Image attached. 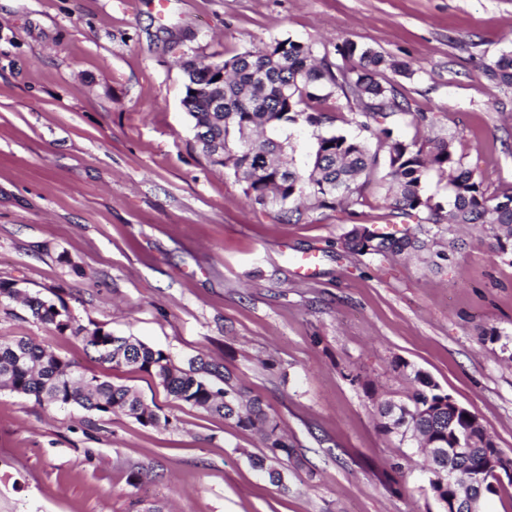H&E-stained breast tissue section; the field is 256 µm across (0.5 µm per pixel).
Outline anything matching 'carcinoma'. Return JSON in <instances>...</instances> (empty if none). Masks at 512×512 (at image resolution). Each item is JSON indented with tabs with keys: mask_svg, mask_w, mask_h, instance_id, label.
<instances>
[{
	"mask_svg": "<svg viewBox=\"0 0 512 512\" xmlns=\"http://www.w3.org/2000/svg\"><path fill=\"white\" fill-rule=\"evenodd\" d=\"M345 58L357 63L344 67L340 75L310 60V50L288 41V50L280 44L246 51L224 61V83L216 84L211 65L193 59L181 63L183 72L196 77L195 86L203 88L195 99V135L212 148L224 150V160L210 164L224 166L245 182L244 193L257 204L269 199L280 204V217L286 223L300 220L302 205L308 208L340 209L344 212L354 193L357 179L370 175L379 164L386 168L389 183L386 195L390 216L406 218L422 228H438L453 217L457 224L481 226L493 233L495 252L512 254V193L489 198L483 180L463 166L452 142L440 138L426 143L393 138L388 125L372 126L397 114L410 113L408 103L397 100L377 80L381 68L402 71L404 64L386 63L378 53L354 43L341 50ZM493 76L512 85V50L502 53L490 68ZM341 91L355 103L361 120L358 126L377 140L370 152L364 141L346 134L326 133L316 138L314 162L310 173L302 175L288 159V139L251 138L266 129L281 128L300 120L312 126L323 123V113L307 112L301 105L311 100L327 101ZM224 99V111L211 109L213 98ZM412 114V113H410ZM417 126L432 124L424 112L412 114ZM432 169L448 174V201L435 199L425 191ZM344 246L356 254H402L420 251L426 241L416 233L397 237L366 226H353L344 236ZM21 296L10 282H0V303ZM23 297V296H21ZM29 315L60 332L70 331L81 340L85 350L104 363L136 366L154 377L175 399L233 422L238 427L262 433L266 452L252 459L253 466L268 480L286 488L281 470L283 461L294 454V446L282 433L279 423L258 396H247L223 366L206 356H195L182 366L161 349H154L131 337L120 336L101 327L89 329L74 323L65 306L35 296H24ZM417 383L407 401L386 402L380 406L379 430L394 432L393 418L403 422L399 443L415 440L418 446L451 448L463 446L467 431L477 437L463 453L471 459L481 449L495 447L491 437L473 428L474 415L465 407L448 410L442 401L448 393L420 370L414 371ZM60 407L75 405L87 412L109 414L125 412L144 426L166 427L169 419L145 405L130 388L81 373L76 365L48 347L28 337L0 338V389ZM435 481L430 483L436 501L448 498V460L431 457Z\"/></svg>",
	"mask_w": 512,
	"mask_h": 512,
	"instance_id": "carcinoma-1",
	"label": "carcinoma"
}]
</instances>
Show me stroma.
Wrapping results in <instances>:
<instances>
[{
  "label": "stroma",
  "instance_id": "1",
  "mask_svg": "<svg viewBox=\"0 0 512 512\" xmlns=\"http://www.w3.org/2000/svg\"><path fill=\"white\" fill-rule=\"evenodd\" d=\"M285 39L334 67L350 42L406 64L379 77L410 106L398 132L413 139L427 113L488 196L512 191V85L489 71L512 49V0H0V282L177 362L217 360L295 446L277 487L251 465L258 432L96 360L14 301L1 337L132 388L170 424L0 390V512H438L424 456L377 428V402L411 390L399 360L512 457V256L491 232L451 227L421 256L350 255L353 225L404 230L379 181L349 212L286 223L203 156L180 60ZM320 109L321 126L276 132L304 173L318 134L360 133L342 94Z\"/></svg>",
  "mask_w": 512,
  "mask_h": 512
}]
</instances>
